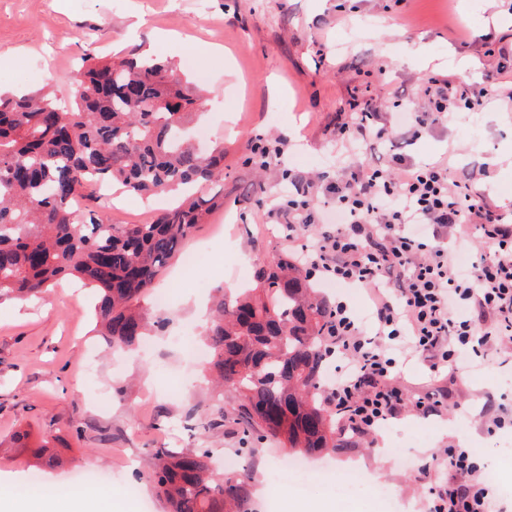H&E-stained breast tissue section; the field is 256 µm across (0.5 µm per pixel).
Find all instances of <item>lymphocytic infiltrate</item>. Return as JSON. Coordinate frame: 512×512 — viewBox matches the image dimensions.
Returning a JSON list of instances; mask_svg holds the SVG:
<instances>
[{"label":"lymphocytic infiltrate","instance_id":"1","mask_svg":"<svg viewBox=\"0 0 512 512\" xmlns=\"http://www.w3.org/2000/svg\"><path fill=\"white\" fill-rule=\"evenodd\" d=\"M423 95L432 112H451L464 97L460 87L430 79ZM432 112H411L397 137L413 142ZM403 168V178L393 176ZM473 174L442 163L406 164L392 155L382 166L358 165L348 179L326 188L333 211L316 208L311 185L291 177L288 236L312 225L321 230L303 246L304 259L321 276L373 287V337L364 336L347 305L337 303L330 334L344 358L331 400L358 431L373 429L398 412L403 398L395 370L404 352L456 372L463 351L481 353L512 341V214L491 208L472 189ZM469 224L489 254L460 273L440 245L454 227ZM448 468L463 484L434 500L430 512H494L495 491L466 448L447 451Z\"/></svg>","mask_w":512,"mask_h":512}]
</instances>
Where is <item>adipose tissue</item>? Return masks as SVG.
<instances>
[{
    "mask_svg": "<svg viewBox=\"0 0 512 512\" xmlns=\"http://www.w3.org/2000/svg\"><path fill=\"white\" fill-rule=\"evenodd\" d=\"M119 499V492L111 488L68 489L52 496L37 487L0 489V512H83L89 501L99 504V512H112Z\"/></svg>",
    "mask_w": 512,
    "mask_h": 512,
    "instance_id": "ef3b65f1",
    "label": "adipose tissue"
}]
</instances>
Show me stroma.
<instances>
[{"label": "stroma", "instance_id": "stroma-1", "mask_svg": "<svg viewBox=\"0 0 512 512\" xmlns=\"http://www.w3.org/2000/svg\"><path fill=\"white\" fill-rule=\"evenodd\" d=\"M144 23L130 30V17ZM198 42L222 46L210 58L188 53ZM426 44L428 63L412 52ZM149 52L207 98L196 128L201 149L224 145V206L199 225L160 280L155 294L170 300L176 319L166 336L133 358L101 357L94 333L98 292L57 283L29 307L0 300V486L27 487L38 476L47 493L71 486L84 468L98 469L131 512H168L146 476L135 469L152 448H215L234 454L229 429L186 430L210 391L188 349L202 342L203 313L216 289L254 287L268 260L299 256L314 232L287 241L286 219L273 216L288 197L287 172L308 174L315 203L332 210L323 184L349 177L338 152L356 103L372 102L377 123L391 126L418 100L429 78L451 81L479 106L461 104L450 118L428 125L412 145L382 143L359 159L385 164L400 153L417 165L444 161L451 169L486 166L473 186L485 202L512 211V0H0V87L46 88L73 101L84 55ZM288 93L280 109L267 105L269 82ZM280 146L278 162L262 165L252 147ZM168 203L125 192L93 207L106 224H146ZM318 292L345 303L361 326L370 323V291L322 278ZM151 302V309L159 304ZM408 388L401 410L353 448L308 456L309 476L283 468L289 451L275 440L255 444L242 459L249 474L243 512H267L274 486L307 483L303 496L279 501V512H347L335 491L336 470L369 472L390 485L409 512H429L451 474L447 449L467 440L505 512V489L492 462L512 457V430L493 428L486 394L512 404V350L490 360L468 356L456 378L431 371L413 356L399 368ZM443 392L440 411L415 406ZM385 450H378V443ZM60 463L49 465L46 455Z\"/></svg>", "mask_w": 512, "mask_h": 512}]
</instances>
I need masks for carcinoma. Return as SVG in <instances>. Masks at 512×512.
Returning <instances> with one entry per match:
<instances>
[{"label":"carcinoma","mask_w":512,"mask_h":512,"mask_svg":"<svg viewBox=\"0 0 512 512\" xmlns=\"http://www.w3.org/2000/svg\"><path fill=\"white\" fill-rule=\"evenodd\" d=\"M200 97L169 64L152 56H88L74 102L40 89L0 95V299L41 293L76 278L98 289V335L114 352H133L163 331L167 316L142 307L156 279L182 254L192 231L224 206V148L193 143ZM118 185L138 195L177 192L179 202L149 224H103L73 205ZM333 305L317 296L295 258L256 272V286L217 290L206 329L212 404L190 425H229L245 447L264 438L304 455L351 448L322 399L334 347ZM238 394L233 415L224 391ZM211 449L157 448L148 471L171 512H226L247 499V476L216 473Z\"/></svg>","instance_id":"1"}]
</instances>
